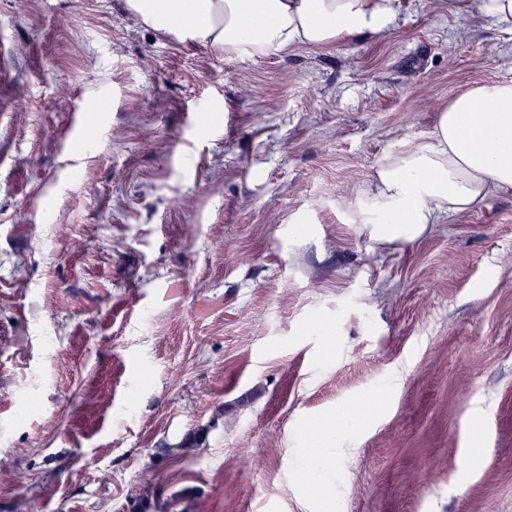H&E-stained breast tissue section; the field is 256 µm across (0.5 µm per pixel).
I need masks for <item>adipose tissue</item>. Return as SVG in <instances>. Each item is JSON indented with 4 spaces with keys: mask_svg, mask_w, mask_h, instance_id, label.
Instances as JSON below:
<instances>
[{
    "mask_svg": "<svg viewBox=\"0 0 512 512\" xmlns=\"http://www.w3.org/2000/svg\"><path fill=\"white\" fill-rule=\"evenodd\" d=\"M396 0H126L149 26L235 56L302 44L326 46L387 30ZM512 189V82L476 86L453 99L419 143L396 144L365 195L391 220L381 242H411L428 225Z\"/></svg>",
    "mask_w": 512,
    "mask_h": 512,
    "instance_id": "adipose-tissue-1",
    "label": "adipose tissue"
}]
</instances>
